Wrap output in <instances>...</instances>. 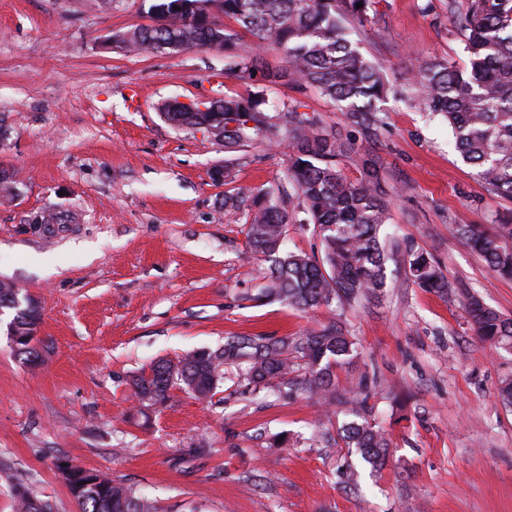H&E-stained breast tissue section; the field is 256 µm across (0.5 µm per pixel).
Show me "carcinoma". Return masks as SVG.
<instances>
[{
    "mask_svg": "<svg viewBox=\"0 0 512 512\" xmlns=\"http://www.w3.org/2000/svg\"><path fill=\"white\" fill-rule=\"evenodd\" d=\"M361 7H356V4ZM374 0H154L155 23L113 36L125 52L185 51L219 47L224 72L262 85L245 96L202 104L171 102L161 111L171 125L203 131L224 121V183L231 180L230 157L268 140L275 129L288 164L284 180L293 188L288 204L280 189L259 190L249 200L224 193V210L244 211L246 256L271 261L268 283L245 300L285 302L307 312L315 308L350 306L373 296L385 285L387 254L379 232L389 221L387 193L376 175L375 161L361 159L364 179H349L340 160L356 152L355 143L339 128H322L301 103L269 109L265 87L291 84L316 87L333 106L359 127L366 140L379 138L386 126V75L359 51L350 38L349 21L369 22ZM457 27L465 33L468 65L436 56L418 58L406 77V99L451 128L454 148L475 170L491 194L512 201V0H450ZM234 25L219 23L215 13ZM253 38V51L239 52L241 33ZM284 52L286 65L268 68L263 53ZM312 232L320 252L283 249L288 226ZM456 237L481 257L497 277L512 280V213L500 216L494 227L455 225ZM413 283L427 292L449 293L453 284L433 257L421 247L405 246ZM11 285L0 283V309L14 310L11 325L30 328L41 319ZM464 310L476 336L496 348L512 351V319L506 318L477 294L464 293ZM348 331L331 321L316 331L295 336H227L224 345L203 355L192 351L177 359L156 361L149 374L131 382L140 404L163 406L178 388L206 400L236 372L252 392L291 398L304 394L328 404L336 402L334 369L353 357ZM369 393L349 400L339 438L356 449L373 470L387 462L389 443L369 420ZM71 495L80 512H159L156 502L99 471L81 477ZM16 512H54V505L14 487Z\"/></svg>",
    "mask_w": 512,
    "mask_h": 512,
    "instance_id": "obj_1",
    "label": "carcinoma"
}]
</instances>
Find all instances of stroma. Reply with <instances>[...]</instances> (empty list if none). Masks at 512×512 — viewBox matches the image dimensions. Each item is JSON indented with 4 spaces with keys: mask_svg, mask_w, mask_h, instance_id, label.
<instances>
[{
    "mask_svg": "<svg viewBox=\"0 0 512 512\" xmlns=\"http://www.w3.org/2000/svg\"><path fill=\"white\" fill-rule=\"evenodd\" d=\"M152 0H0V280L35 296L48 347L17 357L0 314V512L13 486L79 512L59 462L102 472L164 512H512V408L499 397L512 353L467 323L463 290L512 318V280L495 277L454 235L492 224L512 203L489 194L454 150L440 119L401 96L414 57L465 65V37L448 0H376L353 26L363 55L394 86L374 147L391 192L388 243L430 253L457 287L417 288L402 257L377 297L304 314L247 292L269 272L244 259L242 213L225 192L280 183L284 150L240 154L229 186L215 184L224 145L169 125L160 108L247 94L217 48L127 53L113 35L152 24ZM276 105L302 102L318 124L346 119L312 86L268 87ZM66 224H39L46 211ZM340 321L357 354L337 367L340 392L370 393L390 457L371 474L347 448L324 447L343 406L251 400L234 382L208 401L175 389L140 413L133 377L225 337L292 335ZM288 437L277 444L276 434Z\"/></svg>",
    "mask_w": 512,
    "mask_h": 512,
    "instance_id": "1",
    "label": "stroma"
}]
</instances>
